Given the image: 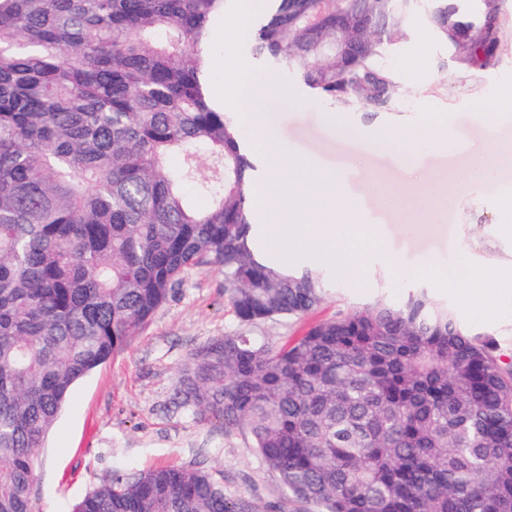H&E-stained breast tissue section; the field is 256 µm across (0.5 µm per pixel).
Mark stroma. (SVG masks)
I'll list each match as a JSON object with an SVG mask.
<instances>
[{
	"mask_svg": "<svg viewBox=\"0 0 512 512\" xmlns=\"http://www.w3.org/2000/svg\"><path fill=\"white\" fill-rule=\"evenodd\" d=\"M448 4L456 20L498 29L494 57L465 62L468 44L442 38L430 0H412L382 58L403 97L372 117L317 99L298 69L263 66L249 43H242L240 54L249 61L253 84L273 80L288 91L266 108L281 146L343 175L358 220L378 225L384 240L381 250L365 257L360 276L328 267V296L319 317L425 288L454 309L470 334L493 338L502 360L512 365V211L488 191L492 184L512 188V109L491 124L478 118L493 95L512 89V0H497L493 13L485 0ZM340 124L353 128V135L337 137ZM389 128L415 134L422 183L403 194L397 191V156L365 150ZM477 164L490 168L491 183L469 180ZM437 269L495 272L506 287L492 306L478 296L464 307L454 289L434 277ZM237 327L221 269L192 272L125 351L74 386L41 450L40 512H73L94 476L104 472L167 465L222 473L225 491L247 494L260 512H315L314 505L288 501L277 474L258 463L247 437L224 435L217 424L195 422L172 404L190 354Z\"/></svg>",
	"mask_w": 512,
	"mask_h": 512,
	"instance_id": "stroma-1",
	"label": "stroma"
}]
</instances>
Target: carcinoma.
<instances>
[{
	"label": "carcinoma",
	"instance_id": "obj_1",
	"mask_svg": "<svg viewBox=\"0 0 512 512\" xmlns=\"http://www.w3.org/2000/svg\"><path fill=\"white\" fill-rule=\"evenodd\" d=\"M226 0H0V512H34L39 450L79 379L121 353L189 273L214 265L241 329L190 355L179 407L250 438L320 512H512V369L423 289L311 324L325 273L253 255L251 153L209 90ZM251 50L321 100L391 106L380 63L408 0H268ZM447 39L467 35L434 0ZM494 55L497 28L469 37ZM204 149L211 195L184 185ZM175 153L180 168L169 165ZM74 512H258L201 468L100 474Z\"/></svg>",
	"mask_w": 512,
	"mask_h": 512
}]
</instances>
